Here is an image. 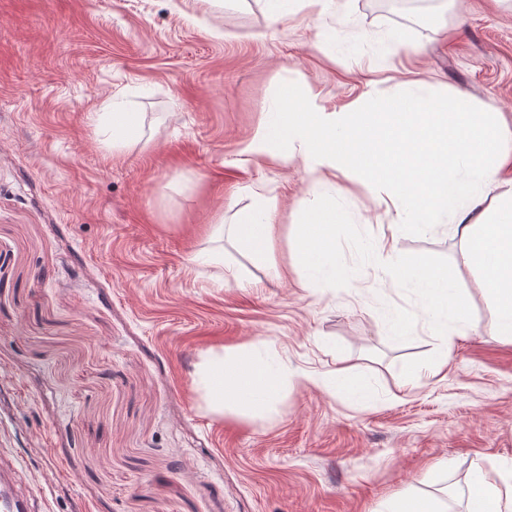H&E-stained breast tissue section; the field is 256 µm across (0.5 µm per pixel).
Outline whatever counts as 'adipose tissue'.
<instances>
[{"instance_id":"adipose-tissue-1","label":"adipose tissue","mask_w":512,"mask_h":512,"mask_svg":"<svg viewBox=\"0 0 512 512\" xmlns=\"http://www.w3.org/2000/svg\"><path fill=\"white\" fill-rule=\"evenodd\" d=\"M243 151L256 161L301 159L314 198L297 222L294 249L308 286L335 287L350 272L336 242L349 221L336 199L337 177L360 182L397 231L449 226L468 264L480 271L501 335L512 338V132L462 92L446 96L422 82L384 87L372 81L352 105L325 107L310 83L270 103ZM277 205L266 202L234 227L238 248L270 250ZM382 273L415 298L441 339L428 372L448 363L453 336L473 325L468 295L438 269L410 262L378 243ZM295 372L266 349L245 347L212 357L196 384L213 410L243 419L267 415ZM473 488L484 512H512V480L476 471Z\"/></svg>"}]
</instances>
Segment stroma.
Instances as JSON below:
<instances>
[{
	"mask_svg": "<svg viewBox=\"0 0 512 512\" xmlns=\"http://www.w3.org/2000/svg\"><path fill=\"white\" fill-rule=\"evenodd\" d=\"M322 24L364 50L399 30L409 48L334 54L264 0H0V464L32 512H377L411 490L466 512L474 472L512 458V340L458 239H396L470 295L475 330L428 376L433 329L367 261L393 237L383 209L338 178L352 223L336 250L356 278L303 287L302 163L242 154L303 81L341 108L369 80L421 79L512 130V0H348ZM116 99L139 123L119 149ZM265 201L267 255L214 234ZM258 342L299 379L268 417L214 413L194 384L208 354ZM343 366L362 397L326 390Z\"/></svg>",
	"mask_w": 512,
	"mask_h": 512,
	"instance_id": "stroma-1",
	"label": "stroma"
}]
</instances>
